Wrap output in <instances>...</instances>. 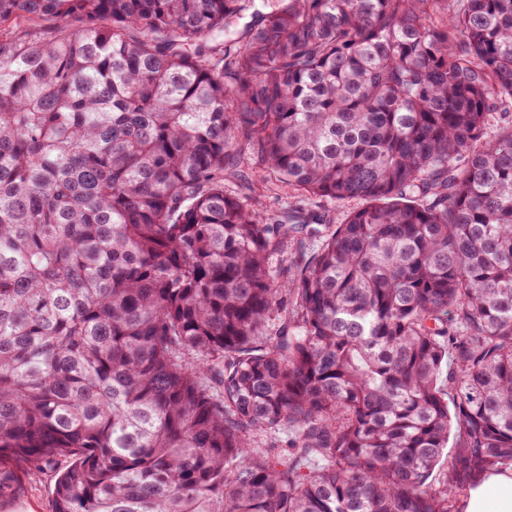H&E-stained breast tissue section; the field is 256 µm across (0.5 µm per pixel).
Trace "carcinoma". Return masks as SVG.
I'll return each mask as SVG.
<instances>
[{
    "instance_id": "carcinoma-1",
    "label": "carcinoma",
    "mask_w": 512,
    "mask_h": 512,
    "mask_svg": "<svg viewBox=\"0 0 512 512\" xmlns=\"http://www.w3.org/2000/svg\"><path fill=\"white\" fill-rule=\"evenodd\" d=\"M254 2L0 0V501L67 457L53 512H455L512 466V0H276L240 43ZM242 137L365 204L260 214ZM318 241L307 240V252L305 257L296 251L295 246H288V250L279 255L272 257L271 263L275 274L280 280H287L289 275V269L296 268V265L304 262L313 253L312 249L316 248Z\"/></svg>"
}]
</instances>
